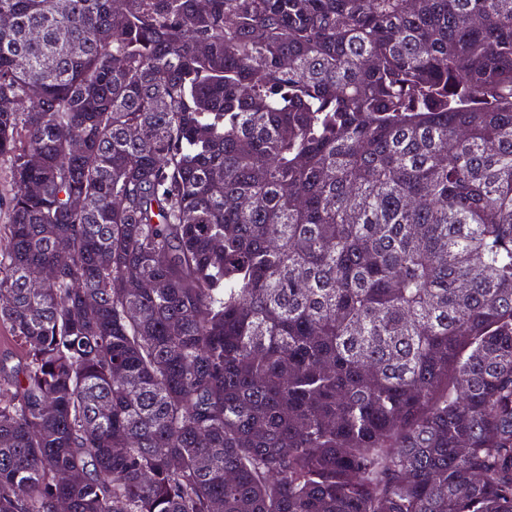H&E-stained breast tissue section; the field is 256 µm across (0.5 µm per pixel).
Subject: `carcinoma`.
Returning a JSON list of instances; mask_svg holds the SVG:
<instances>
[{
	"instance_id": "carcinoma-1",
	"label": "carcinoma",
	"mask_w": 512,
	"mask_h": 512,
	"mask_svg": "<svg viewBox=\"0 0 512 512\" xmlns=\"http://www.w3.org/2000/svg\"><path fill=\"white\" fill-rule=\"evenodd\" d=\"M1 12L0 512H512V0Z\"/></svg>"
}]
</instances>
